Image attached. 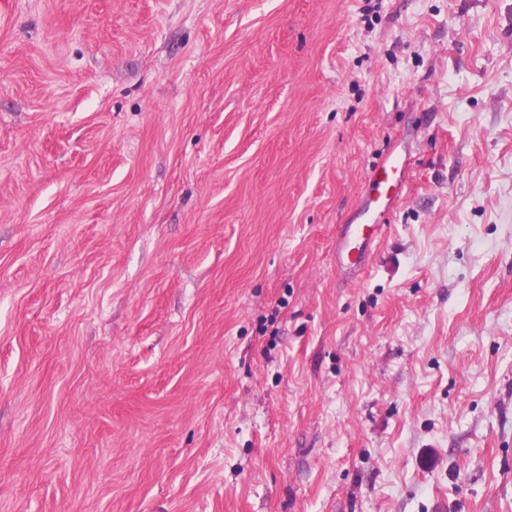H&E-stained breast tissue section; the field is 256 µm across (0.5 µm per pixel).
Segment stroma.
<instances>
[{
  "instance_id": "stroma-1",
  "label": "stroma",
  "mask_w": 512,
  "mask_h": 512,
  "mask_svg": "<svg viewBox=\"0 0 512 512\" xmlns=\"http://www.w3.org/2000/svg\"><path fill=\"white\" fill-rule=\"evenodd\" d=\"M4 14L0 512H512V0ZM380 224H342L336 238V268L350 280L365 267L381 237Z\"/></svg>"
}]
</instances>
